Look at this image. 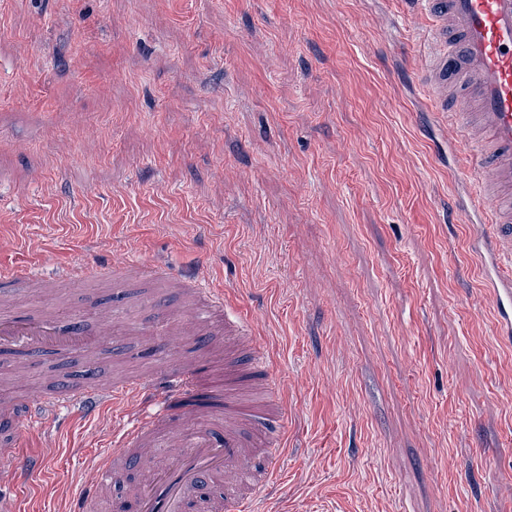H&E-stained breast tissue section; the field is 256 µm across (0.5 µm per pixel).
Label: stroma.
I'll use <instances>...</instances> for the list:
<instances>
[{"label": "stroma", "instance_id": "35a3bbf8", "mask_svg": "<svg viewBox=\"0 0 512 512\" xmlns=\"http://www.w3.org/2000/svg\"><path fill=\"white\" fill-rule=\"evenodd\" d=\"M408 0H0V266L161 262L249 317L283 383L286 473L256 512H512V344L448 221L470 183L416 71ZM94 278L25 313L156 296ZM154 336L42 372L134 375ZM38 386L0 356V396ZM121 416L22 429L61 512Z\"/></svg>", "mask_w": 512, "mask_h": 512}]
</instances>
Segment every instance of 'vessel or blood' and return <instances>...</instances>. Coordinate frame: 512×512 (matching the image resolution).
Segmentation results:
<instances>
[{"label": "vessel or blood", "mask_w": 512, "mask_h": 512, "mask_svg": "<svg viewBox=\"0 0 512 512\" xmlns=\"http://www.w3.org/2000/svg\"><path fill=\"white\" fill-rule=\"evenodd\" d=\"M426 18L428 105L455 129L460 169L474 188L452 204L480 234L474 251L491 302L495 334L512 342V0H419ZM91 277L115 287L160 281L185 299L182 312L158 308V333L194 337L200 354L224 349V379L201 369L169 368L158 360L151 375L83 382L55 378L30 398L0 397V512H27L24 493L41 474L40 456L23 453L19 427L55 418L66 408L92 418L124 398L145 409L113 448L92 466L69 498L67 512H249L260 491L282 481L280 446L287 412L250 321L230 319L224 297L190 277L162 267L77 264L60 280L71 286ZM22 268L0 271V352L38 357L50 349L99 346L119 320L115 307L59 322L5 309L4 292L33 283Z\"/></svg>", "instance_id": "1"}]
</instances>
